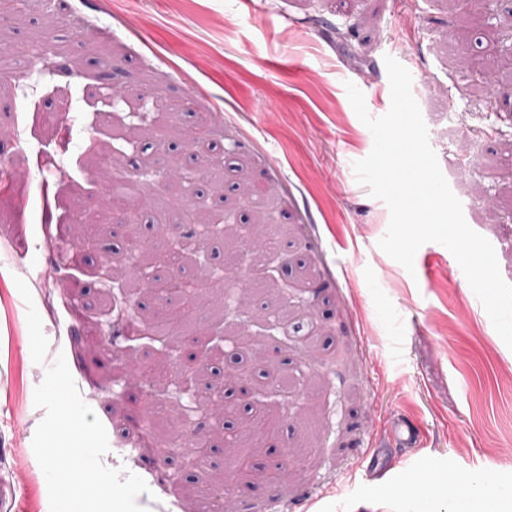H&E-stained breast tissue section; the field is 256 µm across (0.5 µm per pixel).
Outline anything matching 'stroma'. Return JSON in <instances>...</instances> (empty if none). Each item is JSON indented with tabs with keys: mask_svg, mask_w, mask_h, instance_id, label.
Wrapping results in <instances>:
<instances>
[{
	"mask_svg": "<svg viewBox=\"0 0 512 512\" xmlns=\"http://www.w3.org/2000/svg\"><path fill=\"white\" fill-rule=\"evenodd\" d=\"M67 15L59 24L29 0L0 20V77L28 74L0 95V172L10 176L0 188V512H65L46 473L56 465L49 443L81 446L77 433L55 430L66 396L93 413L84 429L94 441L77 464L92 486L88 512L212 507L187 435L210 438L206 471H222L227 443L202 402L223 389L225 372L236 373L241 404L264 379L231 334L200 385L181 376L218 321L262 312L268 285L250 287L247 307L228 299L223 317L177 344L140 345L127 358L115 315L132 317L141 303L159 317L166 303L130 295L106 259L159 236L175 242L200 198L239 221L247 204L229 187L241 177L272 188L265 229L288 265L283 295L320 335L302 339L272 318L251 329L293 380L273 400V449L253 457L256 469L275 462L284 475L225 478L232 512H403L429 484V512H446L449 476L512 484V349L446 247L422 245L427 266L412 273L379 248L390 212L356 179L373 136L345 88L354 83L378 117L391 103L385 57L410 72L439 165L459 170L450 188L465 220L512 283V82L485 75L488 64L512 65V0H483L476 15L460 0H258L252 11L243 0H69ZM147 101L178 102L189 115L172 116L147 147L123 143L129 179L158 182L173 161L192 165V123L213 159L206 180L149 201L141 223L110 217L75 239L76 207L103 213L98 193L110 179L105 162L91 174L89 143L111 141ZM60 106L64 140L39 121ZM232 248L214 228L184 274L246 265L227 260ZM131 358L146 373L168 359L164 392L136 379ZM161 401L191 406V425L161 410L160 451L128 453L121 430L143 429ZM405 418L423 436L418 447L392 437ZM369 451L388 478H367Z\"/></svg>",
	"mask_w": 512,
	"mask_h": 512,
	"instance_id": "stroma-1",
	"label": "stroma"
}]
</instances>
